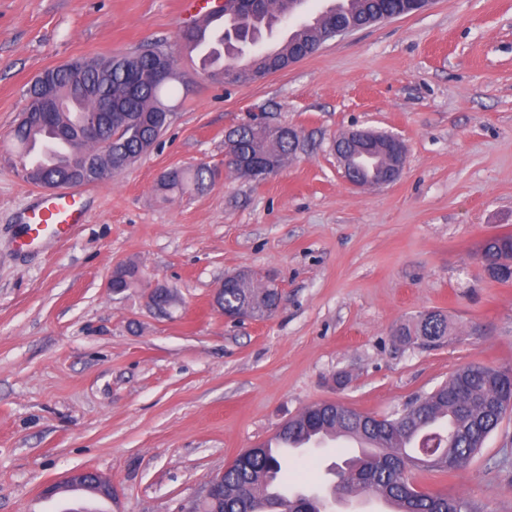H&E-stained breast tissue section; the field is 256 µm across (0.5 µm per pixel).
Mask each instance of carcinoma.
<instances>
[{
  "label": "carcinoma",
  "mask_w": 512,
  "mask_h": 512,
  "mask_svg": "<svg viewBox=\"0 0 512 512\" xmlns=\"http://www.w3.org/2000/svg\"><path fill=\"white\" fill-rule=\"evenodd\" d=\"M304 0H239L236 9L224 13V28L211 45L217 60L228 57L214 77L227 73L237 82H251L284 70L295 61L315 53L325 43L324 31L333 18H343L364 27L383 13L411 11L403 0H335L332 8L306 23L298 22L293 33L274 51L259 49L263 34L277 28L275 20L288 22ZM175 67L174 56L155 44L133 51L83 57L50 69L54 73L51 92L64 106L54 113L52 123H41L44 90L27 89L28 105L11 130L16 163L25 168L26 179L39 186L51 182L85 184L105 182L129 168L148 152L172 119L173 106L164 101L169 82L155 83L149 72L158 64ZM87 112L99 116L104 140L111 145L94 150L82 139L80 118ZM137 119L135 129H122L119 118ZM69 140L72 154L50 159L28 168L25 158L36 139ZM231 150L249 162L273 159L283 163L295 153L296 144L286 135L267 133L243 124L227 134ZM212 182L204 164L168 171L157 180V190L167 196L200 192ZM479 255L488 277L499 284H512V233L486 238ZM138 268L122 263L115 270L112 287L125 291L137 281ZM280 297L269 291L252 270L239 271L234 285L223 291L218 302L223 312L247 308L279 307ZM448 317L437 312L419 316L400 336L419 345H436L450 335ZM512 411V368L468 365L458 369L432 392L419 396L406 408V423L390 415L376 418L353 410H338L330 403L311 405L288 420L280 435L304 438L342 431H357L373 442V450L347 461L343 482L331 483L326 493L308 496L285 495L271 482L283 475L281 456L261 444L244 463L224 470V500L201 503L197 512H329L336 495L347 493L385 496L402 505V512H474L470 502L442 493L420 490L405 478L418 468L449 473L464 468L479 452L486 438ZM420 436L416 450L408 452L403 441Z\"/></svg>",
  "instance_id": "obj_1"
}]
</instances>
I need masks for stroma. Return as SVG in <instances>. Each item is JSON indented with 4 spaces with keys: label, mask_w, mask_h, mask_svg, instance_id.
<instances>
[{
    "label": "stroma",
    "mask_w": 512,
    "mask_h": 512,
    "mask_svg": "<svg viewBox=\"0 0 512 512\" xmlns=\"http://www.w3.org/2000/svg\"><path fill=\"white\" fill-rule=\"evenodd\" d=\"M180 0H0V512H54L44 485L90 469L107 512H179L246 449L311 404L382 417L473 363L512 367V285L489 281L480 242L512 232V0H433L425 11L328 40L250 83L202 74ZM158 42L184 77L171 124L142 159L94 184L68 237L19 242L37 185L9 132L26 89L75 57ZM256 120L298 131L277 175L224 168L226 133ZM398 135L396 183L340 176L337 135ZM205 163L207 190L161 198L158 177ZM142 283L113 293L118 264ZM250 268L282 288L275 315L230 323L213 302ZM175 289L166 312L154 285ZM438 311L435 348L399 330ZM343 453L286 461L288 484H330ZM420 489L512 512V413L456 474L409 471Z\"/></svg>",
    "instance_id": "stroma-1"
}]
</instances>
